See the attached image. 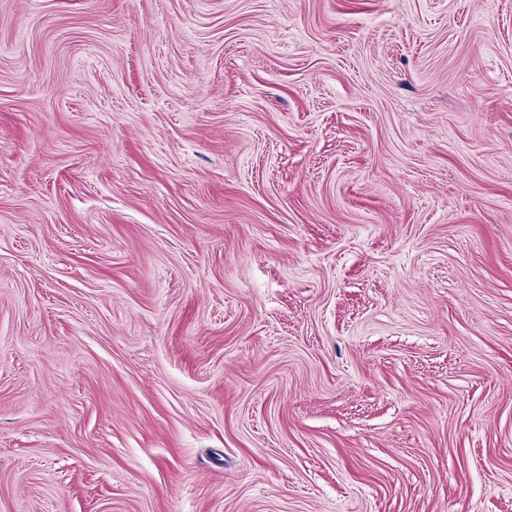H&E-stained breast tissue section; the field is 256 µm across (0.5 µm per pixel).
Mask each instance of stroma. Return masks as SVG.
I'll use <instances>...</instances> for the list:
<instances>
[{
  "mask_svg": "<svg viewBox=\"0 0 512 512\" xmlns=\"http://www.w3.org/2000/svg\"><path fill=\"white\" fill-rule=\"evenodd\" d=\"M0 512H512V0H0Z\"/></svg>",
  "mask_w": 512,
  "mask_h": 512,
  "instance_id": "1",
  "label": "stroma"
}]
</instances>
